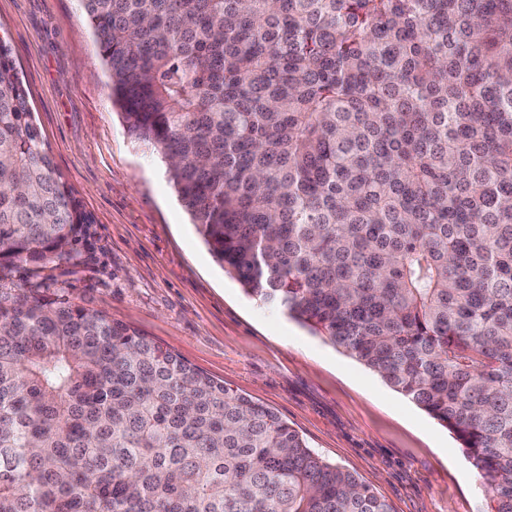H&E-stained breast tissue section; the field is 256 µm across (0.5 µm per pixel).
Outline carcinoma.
I'll return each mask as SVG.
<instances>
[{"label": "carcinoma", "mask_w": 512, "mask_h": 512, "mask_svg": "<svg viewBox=\"0 0 512 512\" xmlns=\"http://www.w3.org/2000/svg\"><path fill=\"white\" fill-rule=\"evenodd\" d=\"M128 132L225 271L460 441L512 512V0H78ZM0 40V270L77 259ZM0 512H391L98 310L0 298Z\"/></svg>", "instance_id": "obj_1"}]
</instances>
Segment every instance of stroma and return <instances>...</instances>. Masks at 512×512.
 <instances>
[{
    "label": "stroma",
    "instance_id": "obj_1",
    "mask_svg": "<svg viewBox=\"0 0 512 512\" xmlns=\"http://www.w3.org/2000/svg\"><path fill=\"white\" fill-rule=\"evenodd\" d=\"M0 36L44 147L95 231L75 261L0 276L1 294L40 288L122 320L274 410L393 512H483L482 480L447 428L216 262L165 163L113 108L77 0H0Z\"/></svg>",
    "mask_w": 512,
    "mask_h": 512
}]
</instances>
